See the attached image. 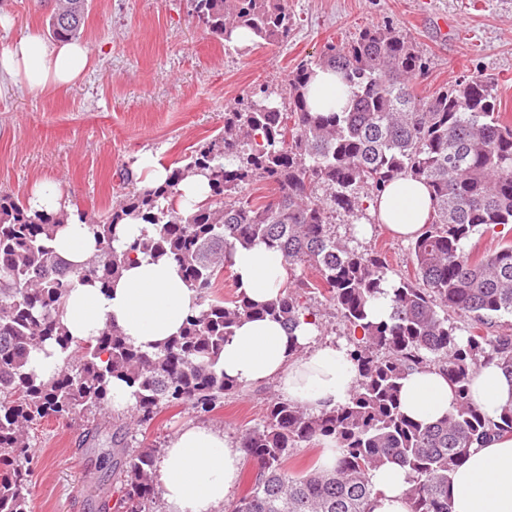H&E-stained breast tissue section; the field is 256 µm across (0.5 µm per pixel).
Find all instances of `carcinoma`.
<instances>
[{"mask_svg":"<svg viewBox=\"0 0 512 512\" xmlns=\"http://www.w3.org/2000/svg\"><path fill=\"white\" fill-rule=\"evenodd\" d=\"M192 6L227 47L236 30L258 47L291 32L288 0H192ZM86 11L87 0H54L50 36L80 38ZM317 68L336 71L348 87L340 111H311L307 86ZM425 70L417 46L387 25L367 27L340 48L326 46L284 85L263 84L225 112L224 129L171 168L163 187L130 191L98 217L76 211L98 245L79 269L48 246L68 213L49 215L0 195V512H29L33 425L109 411L114 377L133 388L130 412L140 424L165 406L211 413L241 388L219 368L235 326L269 318L291 334L310 316L321 328L320 311L306 302L311 294L324 297L343 326L360 383L330 412L273 401L263 423L241 433L255 471L248 491L224 512H370L369 472L388 462L408 468L409 512H451L450 477L469 449L512 435V407L493 422L470 400L479 366L494 364L512 377V334L487 332L512 317V241L479 258L464 247L478 232L512 227V125L501 119L492 80L472 73L422 95L413 79ZM193 174L208 179L211 196L184 212L178 186ZM403 176L428 185L433 214L409 247L413 276L392 286L390 318L374 323L367 307L384 293L386 259L350 247L336 232V214L371 220L364 200ZM253 182L272 184L275 193L242 196L240 187ZM126 219L151 224L154 233L119 253L112 242ZM256 243L284 257L287 290L265 304L213 296L234 247ZM136 252L173 257L201 309L151 354L110 324L94 339H72L61 321L71 280L105 287ZM309 269L313 281L305 276ZM457 315L471 320L465 337ZM48 347L64 355V364L44 377L31 359ZM431 366L447 377L456 408L424 425L402 413L400 391L406 375ZM319 440L340 448L335 471L290 473L293 449ZM115 445L125 462L114 512H155L158 449Z\"/></svg>","mask_w":512,"mask_h":512,"instance_id":"1","label":"carcinoma"}]
</instances>
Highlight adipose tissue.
<instances>
[{
	"label": "adipose tissue",
	"mask_w": 512,
	"mask_h": 512,
	"mask_svg": "<svg viewBox=\"0 0 512 512\" xmlns=\"http://www.w3.org/2000/svg\"><path fill=\"white\" fill-rule=\"evenodd\" d=\"M93 65V54L81 41L49 42L30 30L0 50V79L43 92L77 84ZM381 224L394 236L415 237L432 213L428 186L413 178L391 183L376 200ZM51 248L79 265L95 251L86 225L71 220L56 233ZM231 270L238 292L264 303L283 294L287 263L264 245L236 247ZM200 307L198 294L185 284L178 263L137 254L109 287L73 279L65 297L62 321L78 341L96 337L108 322L145 352L178 335L187 316ZM312 319H301L294 332L269 319L243 321L224 343L220 366L241 384L275 380L289 401L319 413L345 404L359 381V370L344 343H317ZM306 352L294 357L295 346ZM470 397L489 420L512 407V378L494 365L473 376ZM403 412L429 424L453 412L455 396L447 378L435 369L411 372L401 392ZM245 451L222 430L205 424L183 427L159 460L165 512H217L235 490ZM374 488L371 512H408V471L390 463L369 474ZM451 512H512V435L492 437L471 448L452 474Z\"/></svg>",
	"instance_id": "adipose-tissue-1"
}]
</instances>
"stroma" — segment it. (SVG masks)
Segmentation results:
<instances>
[{
    "instance_id": "obj_1",
    "label": "stroma",
    "mask_w": 512,
    "mask_h": 512,
    "mask_svg": "<svg viewBox=\"0 0 512 512\" xmlns=\"http://www.w3.org/2000/svg\"><path fill=\"white\" fill-rule=\"evenodd\" d=\"M288 41L262 48L225 46L198 24L189 0H92L83 41L94 65L77 84L37 93L0 85V193L27 198L34 183L52 180L76 208L104 213L121 198L133 162L149 151L164 165L215 136L224 112L266 83L284 84L304 60L340 46L365 27L389 25L416 43L429 68L418 93L482 73L496 84L502 116L512 124V0H288ZM13 15L0 28V49L23 30L47 31L39 0H0ZM351 246L380 250L387 279L412 271L407 242L381 225L359 235L337 217ZM280 391L275 382L242 385L223 408L206 417L165 408L146 425L126 416H100L101 434L86 440L82 417L42 421L32 432L30 512H106L119 488L112 435L125 431L132 446L165 448L184 426L204 422L238 440L261 423Z\"/></svg>"
}]
</instances>
